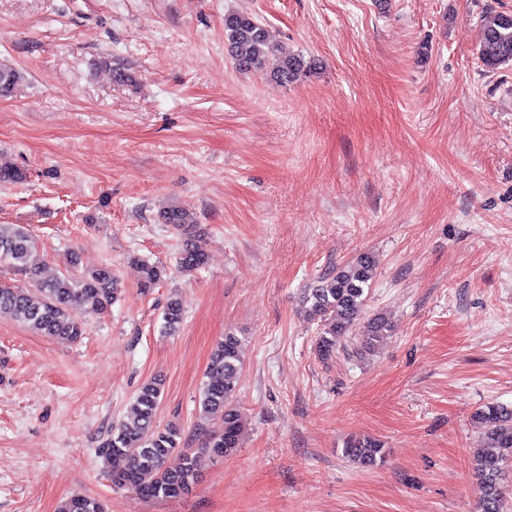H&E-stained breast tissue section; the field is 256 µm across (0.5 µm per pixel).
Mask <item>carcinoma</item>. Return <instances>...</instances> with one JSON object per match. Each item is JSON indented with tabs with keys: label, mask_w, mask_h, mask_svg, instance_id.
<instances>
[{
	"label": "carcinoma",
	"mask_w": 512,
	"mask_h": 512,
	"mask_svg": "<svg viewBox=\"0 0 512 512\" xmlns=\"http://www.w3.org/2000/svg\"><path fill=\"white\" fill-rule=\"evenodd\" d=\"M482 38L478 50L482 65L494 70L512 64V13L499 12L481 19ZM224 42L235 68L258 72L283 85L293 83L310 71L304 58L273 42L266 26L248 12L224 14ZM24 80L18 69L0 64V98L12 96ZM164 224L181 236L179 266L193 271L206 263L200 244L202 232L193 213L183 206H171L159 213ZM37 245L20 224H0V265L32 283L30 288L0 284V317L28 326L35 334L78 342L86 333V323L72 318L70 311L81 306L90 314L109 310L120 294L118 276L110 267L91 272H72L50 279L41 276L36 258ZM376 260L362 253L352 261L324 273L304 290L305 315L318 323L316 350L331 357L340 340L363 315L369 288L376 272ZM142 285L151 288L166 275L157 264H141ZM164 330L177 332L184 321L178 297L168 298L163 312ZM390 325L381 314L369 317L364 325V349L371 351L386 336ZM242 341L232 333L219 340L210 355L206 380L199 389V418L210 423L201 448L181 450L182 429L176 424L164 428L156 424L163 393L156 380L142 384L118 425L98 448L99 457L112 467V483L130 486L145 499L179 498L197 483L202 459L223 457L236 450L241 430V413L233 402L238 373L242 366ZM475 422L483 428L484 447L473 460L472 470L483 489L477 512H509L512 494V407L489 403L475 411ZM179 463L169 464L172 455ZM343 454L365 468L384 462V444L372 437L351 438ZM59 512H103L100 503L85 496H73Z\"/></svg>",
	"instance_id": "1"
}]
</instances>
